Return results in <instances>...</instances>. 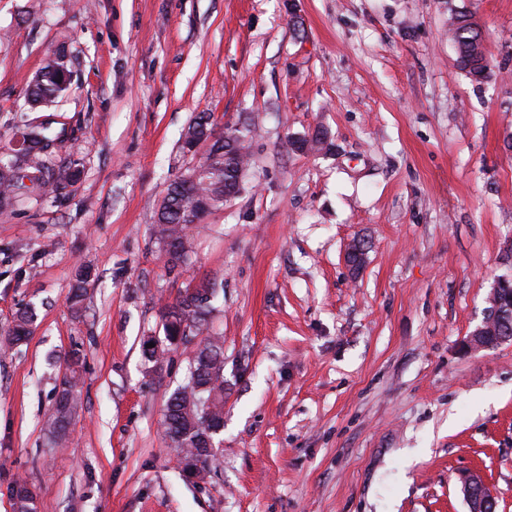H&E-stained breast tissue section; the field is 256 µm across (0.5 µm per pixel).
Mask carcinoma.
<instances>
[{"mask_svg": "<svg viewBox=\"0 0 512 512\" xmlns=\"http://www.w3.org/2000/svg\"><path fill=\"white\" fill-rule=\"evenodd\" d=\"M472 14L460 11L449 19L448 31L456 46L457 66L471 80L481 83L492 71L491 61L484 52L482 33L472 27L468 20ZM69 70L67 55L57 51L50 55L44 65L27 84V101L30 104L49 106L64 95L70 81L63 76ZM232 138L224 140V134L216 133L210 114L201 112L193 118L183 134L181 149L189 143L208 139L213 143L206 157L190 173L198 174L193 188L195 197H190L184 188L185 174L176 176L168 184L157 207L156 221L152 225V235L163 246L167 256V269L174 272L186 266L191 253L187 230L191 218L199 220L210 211L224 208L225 189L236 188V194L243 190V178L248 165L247 142L250 129L243 126L231 130ZM28 146L25 150L30 180L38 182L40 192L62 194L67 185L74 182L78 169L66 166L57 172H49L45 164L44 151L48 147L46 138L28 133ZM15 165L0 157V207L7 206L19 194L21 182L15 180ZM90 272L81 269L75 276L69 291L71 307L79 310L87 298V284ZM195 293L183 294L172 302H162L159 317L164 337L157 348H143L144 357L159 367L166 351L192 344L186 381L174 390L165 402L163 419L164 436L179 453L198 458L200 469L197 480L201 483L210 476V466L216 460L211 448L224 430V338L217 335H204L208 321L215 310L217 295L216 283L200 280L195 285ZM35 322L31 309L20 311L6 342L17 344L25 340ZM79 378L72 374L56 400L54 424L59 429L75 412L78 405L77 387ZM19 490L11 495L13 512H37L35 497L26 489L25 481L18 482Z\"/></svg>", "mask_w": 512, "mask_h": 512, "instance_id": "cac0c4a2", "label": "carcinoma"}]
</instances>
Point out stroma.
Segmentation results:
<instances>
[{
    "label": "stroma",
    "mask_w": 512,
    "mask_h": 512,
    "mask_svg": "<svg viewBox=\"0 0 512 512\" xmlns=\"http://www.w3.org/2000/svg\"><path fill=\"white\" fill-rule=\"evenodd\" d=\"M460 10L493 64L480 84L448 37ZM61 47L71 90L31 107ZM201 112L250 126L246 190L171 273L151 229L209 150L180 149ZM28 127L51 136L48 167L81 173L0 209V512L19 478L38 512H468V473L512 512V339L460 349L512 273V0H0V155ZM317 129L328 149L293 150ZM202 279L220 288L224 431L197 485L162 426L190 352L156 372L142 343ZM30 305L31 336L6 344ZM64 384L66 387H64L55 403L56 417L54 419V424L57 425L60 430L65 428L64 424L77 408V387L79 385V378L73 373L70 375V379Z\"/></svg>",
    "instance_id": "35a3bbf8"
}]
</instances>
